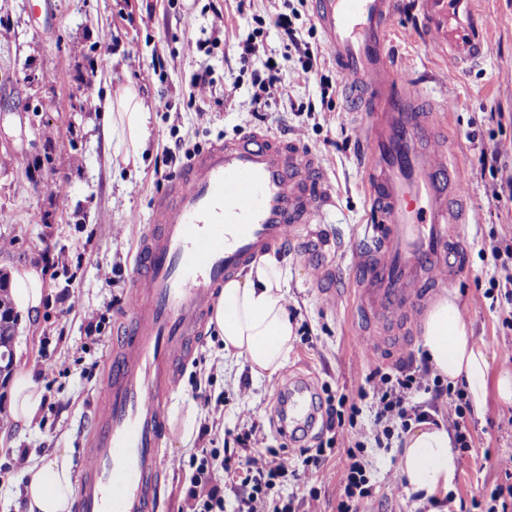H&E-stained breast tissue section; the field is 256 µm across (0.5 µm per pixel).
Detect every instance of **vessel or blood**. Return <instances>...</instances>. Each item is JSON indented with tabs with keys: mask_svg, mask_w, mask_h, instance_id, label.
Wrapping results in <instances>:
<instances>
[{
	"mask_svg": "<svg viewBox=\"0 0 512 512\" xmlns=\"http://www.w3.org/2000/svg\"><path fill=\"white\" fill-rule=\"evenodd\" d=\"M476 0H417L423 24L458 65L486 56ZM403 0H316L350 116L361 118L376 221L352 240L368 353L404 351L439 284L463 273L466 184L443 122L390 61ZM320 162L297 144L251 131L194 155L154 202L129 281L125 329L106 362L83 455L75 512H157L167 408L215 295L266 250L293 244L331 296L338 273L315 223L327 193ZM312 412L306 386L288 391V423Z\"/></svg>",
	"mask_w": 512,
	"mask_h": 512,
	"instance_id": "b4317fda",
	"label": "vessel or blood"
}]
</instances>
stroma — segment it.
Returning a JSON list of instances; mask_svg holds the SVG:
<instances>
[{
	"instance_id": "1",
	"label": "stroma",
	"mask_w": 512,
	"mask_h": 512,
	"mask_svg": "<svg viewBox=\"0 0 512 512\" xmlns=\"http://www.w3.org/2000/svg\"><path fill=\"white\" fill-rule=\"evenodd\" d=\"M0 0V272L36 265L45 296L41 312L18 317L13 371L39 376L44 360L56 363L55 382L27 427L0 423V512H23V469L55 449L65 450L78 475L87 417L99 390L112 337L128 306L129 275L142 231L154 220L153 201L166 187L169 163L224 139L262 129L286 136L314 153L332 199L319 217L331 242L330 258L342 278L336 296L322 298L310 268L289 246L274 252L288 271V312L296 339L284 366L254 379L245 359H228L211 329L191 353L170 400L160 512H180L189 461L204 448L243 451L242 428L263 424L268 446L291 460L296 476L279 493L296 512H336L346 450H326L319 472L293 457V444L272 422L277 391L290 378H307L319 397L355 399L375 370L396 369L399 357L374 358L360 350L352 286L350 240L371 223L366 172L358 153L359 125L345 117L341 80L332 59L302 73L285 58L273 20L293 15L312 49L324 35L312 0ZM488 32L483 63L462 67L424 37L416 13L398 15L390 33L406 77L418 82L440 109L448 141L468 184L476 220L461 225L468 240L464 274L447 289L466 312L472 334L489 356L490 380L512 370V331L501 321L512 306L492 304L485 292L501 277L492 249L512 239V195L501 186L512 176V0H481ZM195 33L210 49H197ZM254 40L253 55L240 43ZM279 80L266 103L253 102L254 81L267 61ZM210 82L192 87L199 70ZM152 103L150 149L138 167L110 165L99 132L98 102L128 84ZM472 449L451 487L455 512L474 504L503 478L512 456V405L489 389L482 411L469 420ZM403 447L370 448L372 496L358 512H419L414 494H392L401 476L394 463ZM317 500H308L310 489Z\"/></svg>"
}]
</instances>
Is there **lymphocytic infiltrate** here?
<instances>
[{"instance_id": "f902f5d3", "label": "lymphocytic infiltrate", "mask_w": 512, "mask_h": 512, "mask_svg": "<svg viewBox=\"0 0 512 512\" xmlns=\"http://www.w3.org/2000/svg\"><path fill=\"white\" fill-rule=\"evenodd\" d=\"M448 406V425L462 453H469L472 437L467 426L471 407L463 389L443 384L434 376L429 364H405L392 372H372L367 386L359 393L360 401L348 408L333 402L319 404L322 427L329 433L330 444L348 442L346 461L339 477L340 500L337 512H355V504L372 494L369 463L364 456L368 444L391 445L394 438L407 431L411 422L424 418L422 395ZM369 400L374 413L369 430L359 429L360 403ZM266 440L260 423H251L236 437L247 449L244 461L243 489L236 494L235 512H294L292 502L270 497L277 478L288 469V460L274 449L265 448ZM213 448L200 451V459L189 477V486L181 512H224V471L228 462L217 459Z\"/></svg>"}]
</instances>
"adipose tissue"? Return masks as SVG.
Wrapping results in <instances>:
<instances>
[{"label":"adipose tissue","instance_id":"1","mask_svg":"<svg viewBox=\"0 0 512 512\" xmlns=\"http://www.w3.org/2000/svg\"><path fill=\"white\" fill-rule=\"evenodd\" d=\"M151 107L134 86L117 97H105L100 130L114 147V158L136 165L150 142ZM44 288L41 271L30 266L16 272L11 296L18 312L40 308ZM288 282L274 254L252 262L228 279L209 320L224 342L228 357H244L255 377L275 374L284 364L294 337L288 314ZM423 345L435 371L449 382L466 381L474 409L487 397L489 360L472 338L469 325L455 300L440 297L429 310ZM42 400L38 383L26 373L13 380L10 414L13 421L29 424ZM460 458L447 429L430 422L416 424L404 440L398 470L409 492L425 501L444 498L459 470ZM73 486L67 456L43 457L26 470L27 512H70Z\"/></svg>","mask_w":512,"mask_h":512}]
</instances>
